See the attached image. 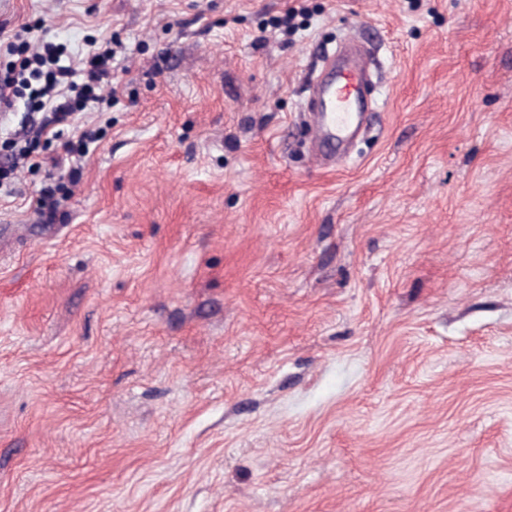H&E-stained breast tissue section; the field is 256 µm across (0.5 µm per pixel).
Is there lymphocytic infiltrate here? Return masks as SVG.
<instances>
[{
	"instance_id": "f902f5d3",
	"label": "lymphocytic infiltrate",
	"mask_w": 512,
	"mask_h": 512,
	"mask_svg": "<svg viewBox=\"0 0 512 512\" xmlns=\"http://www.w3.org/2000/svg\"><path fill=\"white\" fill-rule=\"evenodd\" d=\"M0 75V103L11 104L29 95L40 120L30 122L21 133V147L12 153L9 165H0V187L20 168L61 166L64 158L81 159L96 137L88 132L77 142L64 145L62 153L40 155L41 142L59 137L60 128L76 111L104 99L103 89L112 70L113 50L105 47L89 52L77 65L62 64L58 49L47 43L40 47L22 45Z\"/></svg>"
}]
</instances>
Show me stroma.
Here are the masks:
<instances>
[{
  "mask_svg": "<svg viewBox=\"0 0 512 512\" xmlns=\"http://www.w3.org/2000/svg\"><path fill=\"white\" fill-rule=\"evenodd\" d=\"M0 26L111 45L118 86L46 147L99 131L78 175L0 194V512H512V0ZM350 41L378 106L322 165L309 79Z\"/></svg>",
  "mask_w": 512,
  "mask_h": 512,
  "instance_id": "1",
  "label": "stroma"
}]
</instances>
